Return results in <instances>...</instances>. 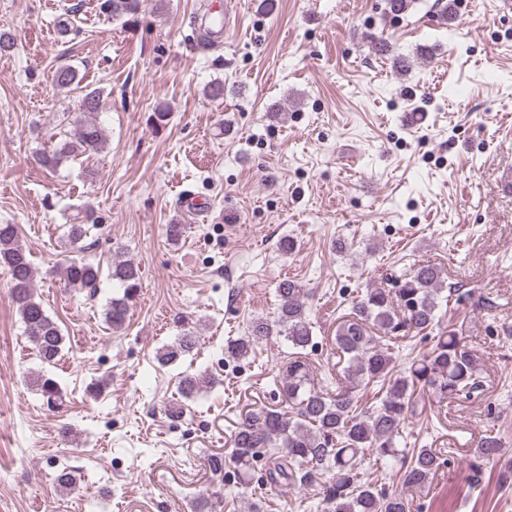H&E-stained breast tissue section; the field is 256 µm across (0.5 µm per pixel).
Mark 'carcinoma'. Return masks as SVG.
I'll list each match as a JSON object with an SVG mask.
<instances>
[{
    "label": "carcinoma",
    "instance_id": "obj_1",
    "mask_svg": "<svg viewBox=\"0 0 512 512\" xmlns=\"http://www.w3.org/2000/svg\"><path fill=\"white\" fill-rule=\"evenodd\" d=\"M105 9L120 19L137 12L138 0H105ZM54 81L60 88H69L81 79L73 67L61 66ZM101 104L100 91L84 93L83 119L74 135L39 154L41 167L54 172L71 159L103 149L105 138L97 122ZM66 228L71 246L63 268L66 285L94 293L107 276L123 288L122 295L112 298L105 309V322L116 333L139 295L140 267L130 259L115 258L103 271L84 255V241L95 225L80 221L77 215ZM0 269L10 277L12 300L36 356L44 365H56L63 356L65 336L34 293L36 270L16 224H0ZM440 278L438 267L421 263L392 287L370 288L352 301L351 312L336 329L342 382L334 392L315 388L304 357V351L314 345L307 289L298 280H282L277 287L276 317L254 318L246 335L224 343V356L232 360L248 358L272 336L281 337L291 350L280 367L279 390L288 409L249 413L237 426L232 453L235 483H250L252 464L262 452L272 463L266 477L281 494L320 486L321 512H412V501L405 493L364 480L358 464L371 457L381 479H396L407 489L427 486L441 466L442 452L407 447L405 425L421 415L416 392L429 394L442 408L450 400H467L482 388L478 357L464 344L462 330L443 325L454 292H445ZM435 329L438 333L428 352L402 368L396 365L399 340ZM197 342L194 328L185 327L156 353V360L162 366L175 365L194 351ZM204 383L212 387L218 380L184 375L181 396L195 399ZM375 385L379 387L376 404L362 406L365 390ZM32 386L47 405H61L62 393L53 377L39 374ZM474 455L512 469V458H505L502 439L493 430L483 431Z\"/></svg>",
    "mask_w": 512,
    "mask_h": 512
}]
</instances>
